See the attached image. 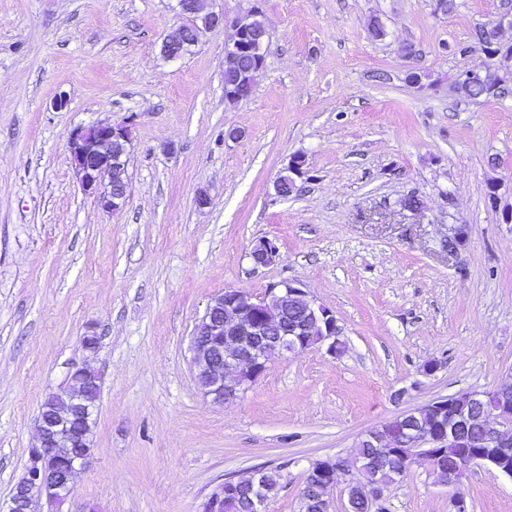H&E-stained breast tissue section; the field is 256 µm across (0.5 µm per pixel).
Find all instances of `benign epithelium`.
I'll return each instance as SVG.
<instances>
[{"instance_id": "7a95c632", "label": "benign epithelium", "mask_w": 512, "mask_h": 512, "mask_svg": "<svg viewBox=\"0 0 512 512\" xmlns=\"http://www.w3.org/2000/svg\"><path fill=\"white\" fill-rule=\"evenodd\" d=\"M212 0H177L179 13L189 23L171 29L164 38L166 58L178 60L194 46L202 30L227 24L224 14L210 10ZM231 42L225 49L224 64L249 57L244 88L255 83L264 65L265 27L235 20ZM493 42H503L505 29L512 30V14L486 23ZM135 118L120 123L99 121L75 129L70 138L71 166L82 190L95 196L108 213L123 209L127 199V156L134 138ZM249 256L257 267H266L279 258L276 242L260 238ZM336 315L317 301L299 281H282L259 296L236 289L216 295L196 324L191 338L192 366L201 393L217 403H229L249 390L265 374L272 358L311 348H326L333 357L345 348ZM97 370L84 361L71 368L66 382L49 394L53 410L36 419L38 443L31 448L38 463L31 466L14 485L0 512H41L40 500L61 508L75 497V474L85 469L91 458V437L96 423L97 398L101 386ZM359 448H375L373 460L359 464L348 490L373 508L382 499L386 485L366 479L365 472L389 462L396 467L413 449L412 458L431 464L443 483L454 489L452 506L467 509L460 492V470H450L433 461L442 449L457 448L462 454L476 448L474 461L512 479V374L509 380L482 391L463 392L437 398L407 410L392 420L367 431L358 440ZM340 462L336 457L317 459L308 469L301 494L303 512H329L328 494L336 485ZM266 472L258 469L246 480L227 479L218 484L202 505L201 512H239L241 504L250 512H265Z\"/></svg>"}]
</instances>
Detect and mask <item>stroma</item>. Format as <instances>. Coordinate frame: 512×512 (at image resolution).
<instances>
[{"label":"stroma","instance_id":"stroma-1","mask_svg":"<svg viewBox=\"0 0 512 512\" xmlns=\"http://www.w3.org/2000/svg\"><path fill=\"white\" fill-rule=\"evenodd\" d=\"M254 7L265 63L233 105L229 31L163 56L176 0H0L1 502L89 328L102 392L62 512H200L216 484L260 468L279 476L266 512H300L309 461L349 457L405 410L512 374V78L479 100L452 85L484 66L473 34L512 0L215 2L232 17ZM130 116L127 202L112 215L79 186L70 135ZM288 175L294 191L277 198ZM410 194L421 213L401 207ZM260 238L280 256L258 268ZM288 280L335 313L345 354L299 352L233 402L205 398L190 337L208 303ZM464 488L468 512H512L497 471L471 467ZM451 495L420 460L384 507L450 512Z\"/></svg>","mask_w":512,"mask_h":512}]
</instances>
